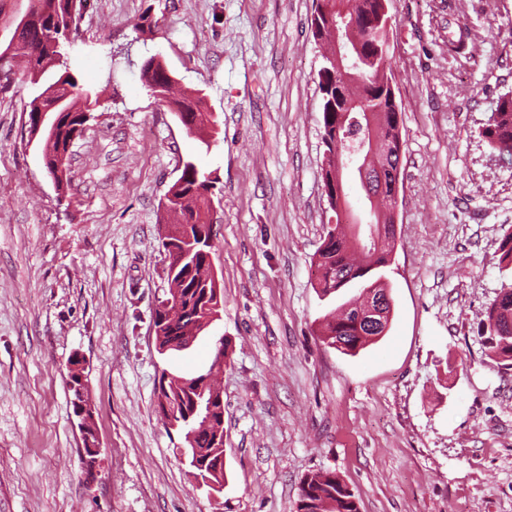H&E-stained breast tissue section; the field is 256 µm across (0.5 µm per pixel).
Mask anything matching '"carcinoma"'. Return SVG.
Wrapping results in <instances>:
<instances>
[{"label":"carcinoma","mask_w":512,"mask_h":512,"mask_svg":"<svg viewBox=\"0 0 512 512\" xmlns=\"http://www.w3.org/2000/svg\"><path fill=\"white\" fill-rule=\"evenodd\" d=\"M37 22L41 36L23 31L19 34L18 53L27 62V74L31 83L37 86L29 111V126L35 124L39 107L51 103L43 95L54 90L59 97L66 98L67 111L60 113L56 132L40 136L42 158L53 168L58 189L68 186L69 150L73 141L80 137L91 119L92 107L97 98L68 67V50L75 44L77 20L81 17L86 0H35ZM314 14L323 10L332 13L345 9L359 25L360 34H366L362 27V6L364 0H313ZM165 68L155 57L145 61L142 77L150 90L164 83ZM167 105L177 112L181 122L190 134L213 124L211 115L201 110L199 101L166 99ZM482 136L492 148L499 152L501 159L512 165V99L501 96L495 112L482 131ZM214 180L189 160L184 163L180 177L171 185L165 195V208L181 217L183 228L181 243L185 246L186 260L178 270H173V261H168L167 281L176 285L168 290L166 298L159 301L153 313V328L159 349H164L172 339L180 338L188 343L197 338L208 325L200 320L208 315L207 304L224 295H216L220 289L219 280L213 274L210 255L214 245L213 224L211 223V188ZM395 241L380 248L358 251L346 238L327 232L326 241L318 252V287L325 295L334 294L342 288L356 283H368V290L381 294L387 285L374 278L375 273L389 265L388 253L393 251ZM384 323L375 326L365 315L364 302L352 299L340 307L339 313L327 320L324 342L336 350L353 355L370 344L377 342L388 331L393 308L386 307ZM481 336L487 348V356L505 367L512 366V282L504 283L496 297L487 305L481 320ZM193 388L167 383L158 386L157 405L170 400L177 405L175 417L177 428L183 433L185 456L195 475L203 483L225 481L224 470L216 469L217 457L208 456L217 430L224 429V398L216 394L210 401L212 411L209 425H193L187 414L194 408ZM296 512H360L355 495L343 480L331 472H316L306 476L301 484Z\"/></svg>","instance_id":"1"}]
</instances>
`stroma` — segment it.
Instances as JSON below:
<instances>
[{
  "mask_svg": "<svg viewBox=\"0 0 512 512\" xmlns=\"http://www.w3.org/2000/svg\"><path fill=\"white\" fill-rule=\"evenodd\" d=\"M402 166L389 329L326 345L314 261L331 211L313 0H87L69 58L100 105L57 190L28 141L21 63L0 78V512H296L303 478L340 475L361 512H512V369L483 312L512 272V165L481 131L512 94V0H386ZM149 16L150 27L140 25ZM466 29L465 48L449 34ZM158 56L219 129L187 135L143 84ZM214 173L219 320L158 351L161 206L186 159ZM229 343L224 490L186 465L156 411L162 369ZM85 360L100 448L86 468L69 361Z\"/></svg>",
  "mask_w": 512,
  "mask_h": 512,
  "instance_id": "obj_1",
  "label": "stroma"
}]
</instances>
